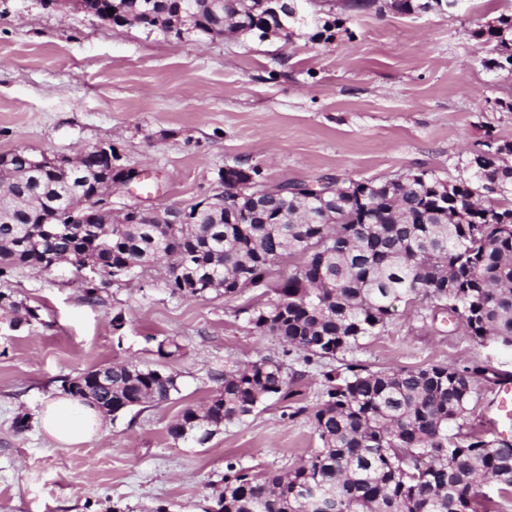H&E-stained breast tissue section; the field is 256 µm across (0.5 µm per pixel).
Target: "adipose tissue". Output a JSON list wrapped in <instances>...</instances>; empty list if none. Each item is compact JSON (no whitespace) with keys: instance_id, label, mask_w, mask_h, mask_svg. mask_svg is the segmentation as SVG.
Returning a JSON list of instances; mask_svg holds the SVG:
<instances>
[{"instance_id":"obj_1","label":"adipose tissue","mask_w":512,"mask_h":512,"mask_svg":"<svg viewBox=\"0 0 512 512\" xmlns=\"http://www.w3.org/2000/svg\"><path fill=\"white\" fill-rule=\"evenodd\" d=\"M41 425L54 444L72 445L97 435L104 425V417L94 406L60 396L45 406Z\"/></svg>"}]
</instances>
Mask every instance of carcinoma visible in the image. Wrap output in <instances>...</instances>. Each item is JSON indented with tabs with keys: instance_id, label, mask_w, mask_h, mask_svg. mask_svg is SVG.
<instances>
[{
	"instance_id": "obj_1",
	"label": "carcinoma",
	"mask_w": 512,
	"mask_h": 512,
	"mask_svg": "<svg viewBox=\"0 0 512 512\" xmlns=\"http://www.w3.org/2000/svg\"><path fill=\"white\" fill-rule=\"evenodd\" d=\"M205 30L221 0H192ZM401 14L424 12L429 0H345L356 14L386 7ZM473 36L492 46L486 67L512 74V12H502ZM470 153L468 177L449 181L434 173L402 182H351L336 203L321 193L334 186L294 182L266 213L244 204L230 217L212 207L190 206L188 224H142L129 219L99 238L98 227L61 221L60 233L43 231L37 216L45 202L67 194L87 177L45 172L40 196L30 189L29 160L17 151L0 185L12 190L3 205L14 224L0 223V278L20 267L49 266L63 258L81 271L85 296L101 291L97 280H117L162 263L171 294L199 297L210 286L231 298L268 288L248 323L276 336L306 360H334L377 335L395 304L426 298L463 318L479 343L512 348V143L489 139ZM497 179L500 191L486 183ZM304 262L273 279L277 263L292 255ZM37 309L0 292V316ZM482 367L371 371L358 363L323 373V399L311 418L321 447L287 473L252 474L226 465L224 491L215 512H491L482 485L512 496V442L493 439L469 422V406ZM221 388L202 410L187 407L169 428L175 439L204 442L222 427L251 415L265 400L286 398L283 364L263 357L224 369ZM64 393L95 395L117 416L160 404L178 391L176 376L133 363H112L62 380Z\"/></svg>"
}]
</instances>
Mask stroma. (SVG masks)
I'll list each match as a JSON object with an SVG mask.
<instances>
[{
    "label": "stroma",
    "mask_w": 512,
    "mask_h": 512,
    "mask_svg": "<svg viewBox=\"0 0 512 512\" xmlns=\"http://www.w3.org/2000/svg\"><path fill=\"white\" fill-rule=\"evenodd\" d=\"M327 31L291 40L198 32L182 38L115 28L42 0H0V154L53 157L109 141L123 165L146 170L118 187L113 208H185L221 191L227 165L258 169L270 185L329 177L383 181L426 170L466 177L465 160L487 138L512 142V75L485 68L478 26L512 0H466L454 13L353 14L329 0ZM156 266L84 295V273L63 263L22 268L0 290L38 308L42 321L0 330V512H209L227 461L255 473L285 472L320 446L308 414L323 367L283 355L252 329L253 293L171 295ZM123 315L114 330L112 319ZM177 340L162 358L158 342ZM283 358L286 399L271 398L205 444L173 439L184 408L219 390L225 367ZM344 358L368 369L482 366L469 419L491 431L512 350L479 344L461 318L422 299L397 304L378 335ZM131 362L177 377L167 402L106 417L89 442L59 447L39 417L62 380ZM27 416L28 427L14 421Z\"/></svg>",
    "instance_id": "35a3bbf8"
}]
</instances>
